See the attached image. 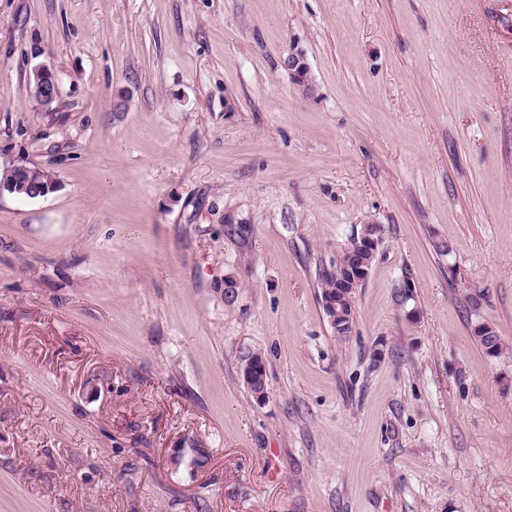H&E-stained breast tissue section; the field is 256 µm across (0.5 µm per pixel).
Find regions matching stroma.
<instances>
[{"mask_svg": "<svg viewBox=\"0 0 512 512\" xmlns=\"http://www.w3.org/2000/svg\"><path fill=\"white\" fill-rule=\"evenodd\" d=\"M10 161L0 512H512V0H0ZM283 66L288 71V75L291 80H293V78H297L306 86V88L301 86V94L303 97L306 99L312 98L314 95L315 84L311 81L308 82L305 80V75L310 69L303 50L295 47L291 48L288 51L287 57L283 60ZM30 73L33 75V83L30 86L33 96L45 111H54L56 107L53 108L52 104L59 98V82L55 74L43 62L35 64ZM371 266L365 260H354L351 266L345 268V272L341 276L342 288H358L364 281H366ZM337 278H338V268L335 267L331 271H325L321 278L319 279L320 282V288H321V295L322 299L326 300V297H334L336 298L334 301H329L330 305V313H328L327 306H324L325 313L327 317H330L331 323L337 328V333L339 334H347L351 330L352 323H353V312L351 315H347L345 312L339 310L340 303L344 299V294H342V297H337Z\"/></svg>", "mask_w": 512, "mask_h": 512, "instance_id": "1", "label": "stroma"}]
</instances>
